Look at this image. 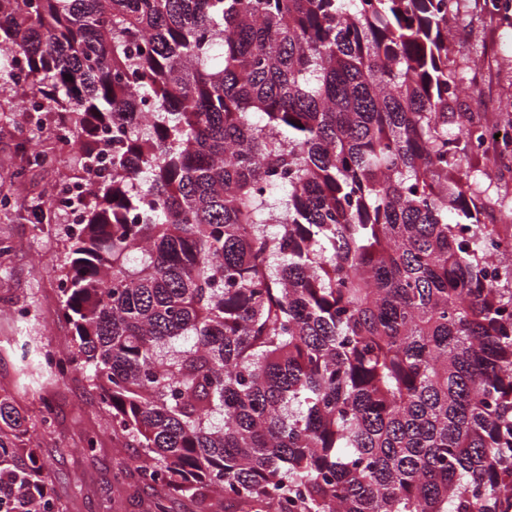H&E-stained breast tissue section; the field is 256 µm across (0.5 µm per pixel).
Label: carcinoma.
I'll use <instances>...</instances> for the list:
<instances>
[{
    "label": "carcinoma",
    "mask_w": 512,
    "mask_h": 512,
    "mask_svg": "<svg viewBox=\"0 0 512 512\" xmlns=\"http://www.w3.org/2000/svg\"><path fill=\"white\" fill-rule=\"evenodd\" d=\"M459 2L0 0V75L85 174L51 375H85L144 479L512 512V232L462 164ZM21 427L1 398L0 512H63Z\"/></svg>",
    "instance_id": "cac0c4a2"
}]
</instances>
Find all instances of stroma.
<instances>
[{
    "label": "stroma",
    "instance_id": "stroma-1",
    "mask_svg": "<svg viewBox=\"0 0 512 512\" xmlns=\"http://www.w3.org/2000/svg\"><path fill=\"white\" fill-rule=\"evenodd\" d=\"M451 46L460 65L456 109L492 134L487 153L467 155L466 164L491 198L511 204L512 174L499 172L494 159L512 154V12L492 15L483 0H462ZM55 120L0 97V398L24 416V439L36 446L63 512H151L158 490L130 468L140 451L113 434L89 381L75 373L57 382L38 364L40 348H67L74 335L60 311L58 274L70 251L65 217L47 199L72 175ZM38 154L44 165H34Z\"/></svg>",
    "mask_w": 512,
    "mask_h": 512
}]
</instances>
